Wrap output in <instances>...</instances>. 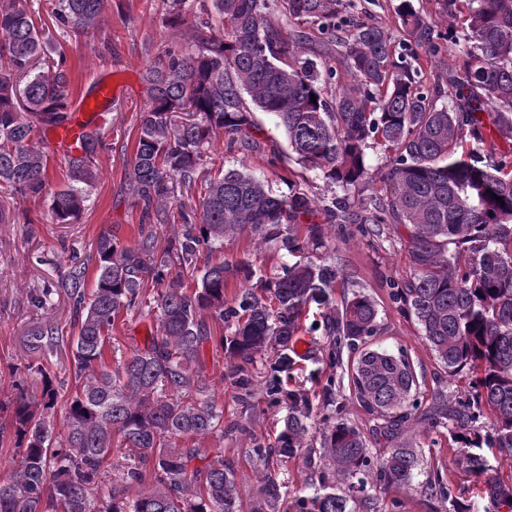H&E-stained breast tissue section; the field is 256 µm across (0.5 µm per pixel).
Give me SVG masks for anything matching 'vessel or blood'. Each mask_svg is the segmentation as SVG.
<instances>
[{
  "mask_svg": "<svg viewBox=\"0 0 512 512\" xmlns=\"http://www.w3.org/2000/svg\"><path fill=\"white\" fill-rule=\"evenodd\" d=\"M113 94L111 78L98 79L92 93L79 102L68 122L49 132L47 146L50 151L60 157L78 154L83 134L94 129L99 112L111 102Z\"/></svg>",
  "mask_w": 512,
  "mask_h": 512,
  "instance_id": "b4317fda",
  "label": "vessel or blood"
}]
</instances>
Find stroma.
I'll use <instances>...</instances> for the list:
<instances>
[{"label": "stroma", "mask_w": 512, "mask_h": 512, "mask_svg": "<svg viewBox=\"0 0 512 512\" xmlns=\"http://www.w3.org/2000/svg\"><path fill=\"white\" fill-rule=\"evenodd\" d=\"M170 0H110L105 22L99 31L76 36L49 29V55H64L69 77V100L78 104L95 80L111 74L120 88L99 120L107 146L96 158L97 182L79 223L60 224L54 221L50 202L44 197L13 199V219L0 223V402L13 400L15 382L34 355L27 346V333L44 318L68 321L70 312L63 302L38 310L28 301L29 292L42 281L55 278L66 268L76 250H85L93 239L111 225H119L124 243H133L136 229L142 222L140 205L122 189L126 179L123 154L133 151L139 114L148 102L142 74L146 67L175 44L191 47L193 32L188 26L170 25ZM343 14L349 26L378 24L392 33H399L396 15L399 0H342ZM280 155L278 167H270L268 158ZM368 177L350 192L354 212L364 216L361 224L337 229L328 221L324 207L341 190L321 174L302 169L288 148L283 129L269 114L255 115V125L236 138L222 135L207 152L205 168L244 169L263 179L274 193L299 190L310 198L309 214L301 216L294 226L300 241L311 240L323 232L325 245L311 250L318 263L336 264L347 276L345 293L364 292L371 296L379 310L380 335L372 346L390 351H404L412 361L418 381V399L430 405L435 392H443L451 400H464L472 395L468 375L454 378L444 373L439 361L423 338L414 317L404 312L390 296V283L407 280L412 265L407 251L406 227L384 224L374 227L369 222L367 203L383 185L390 168V159L381 149H367L365 157ZM214 260L236 264L252 261L268 274L278 273L281 265L292 263V256L277 245L254 234L243 233L225 238L224 247L214 253ZM146 306L116 322L112 332V361H119L137 348L156 326L153 306L157 289L146 286ZM316 307L307 308L295 334L306 340L305 354L294 357L292 370L284 380L289 390H303L321 395L325 378L314 377L318 358L324 357L325 336L317 330ZM214 338L202 347L199 364L209 376L213 392L224 404V421L231 424L252 418L254 432L272 438L280 431L283 408L260 404L250 412L236 399V390L227 374L230 363L218 338L221 327H214ZM414 432L419 435L423 464L413 480L412 489H375L370 493V512H448V505L426 495L423 486L433 473H441L461 512H512V507L496 503L489 491V479L512 476V458L499 449H484L483 455L493 468L492 474H479L462 466L463 450L442 428H432L426 421L414 419ZM199 445L207 456H214L218 446H225L224 461L238 475L244 500L255 495L258 480L264 472L263 463L253 454L251 434L235 433L224 440L206 436ZM320 466L306 465L304 458L277 464L274 474L282 484L287 503L312 495L320 480Z\"/></svg>", "instance_id": "35a3bbf8"}]
</instances>
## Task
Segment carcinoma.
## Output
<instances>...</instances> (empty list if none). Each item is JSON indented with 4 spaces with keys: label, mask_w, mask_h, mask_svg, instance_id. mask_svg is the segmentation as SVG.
I'll return each mask as SVG.
<instances>
[{
    "label": "carcinoma",
    "mask_w": 512,
    "mask_h": 512,
    "mask_svg": "<svg viewBox=\"0 0 512 512\" xmlns=\"http://www.w3.org/2000/svg\"><path fill=\"white\" fill-rule=\"evenodd\" d=\"M211 2L221 27L197 17L195 50L170 47L142 75L149 101L124 186L148 223L131 245L118 226L103 230L31 298L43 309L64 296L70 325L46 318L29 333L44 359L26 365L9 419L0 422V443H13L19 454L0 481V512H240L241 486L224 451L211 459L198 444L205 436L224 440V405L198 363L214 323L228 331L220 343L239 400L248 405L253 396L246 365L270 350L267 401L286 403L275 438L253 437L266 471L252 512H281V484L270 466L302 453L309 465L319 455L333 479L322 478L295 512H355L370 503L369 486L411 485L420 466V443L407 434L420 408L416 372L403 353L364 347L381 330L375 301L362 292L335 300L336 281L346 275L315 263L290 233L310 212L308 197L275 196L238 169L202 174L217 136L247 131L255 111L278 120L304 168L346 192L368 175L367 148L390 153L384 185L367 207L377 224L409 226L413 276L394 298L414 316L445 372L470 375L474 390L472 400L455 403L436 392L425 419L468 449L463 463L470 470H489L477 453L485 446L512 455V154L497 148V140H512V0H444L464 29L461 39L441 36L429 16L401 0L396 14L406 38L399 51L378 24L346 30L337 0H285L288 19L324 35L318 44L302 30L284 35L269 0ZM108 3L57 0L51 20L66 33L95 31ZM45 33L29 0H0V191L47 196L56 222L75 224L96 182L103 137L87 135L84 155L66 159L68 184L53 189L47 155L32 140L65 123L71 108L63 58L46 54ZM328 44L341 48L352 78L330 100L321 94L336 77L321 63ZM445 52L460 59L446 77V103L440 89L424 87L417 69L421 57ZM173 177L200 186L202 212L198 223L162 238ZM350 208L349 196L335 198L330 222L351 223ZM244 231L281 242L299 259L267 279L247 260L210 261L224 238ZM188 276L196 286L184 284ZM230 276L249 286L229 305ZM149 282L157 286L156 332L114 366L107 355L112 328L122 314L142 309ZM310 303L322 308L327 364L340 369L323 386L322 404L335 406L348 385L372 417V433L390 445L374 467L364 433L344 418L324 427L320 449L305 446L312 404L284 391L281 375L293 365L291 341ZM66 346L74 376L58 382L45 362ZM114 448L133 457L111 481L104 509L91 489L106 476ZM491 494L512 505V485L496 479Z\"/></svg>",
    "instance_id": "carcinoma-1"
}]
</instances>
